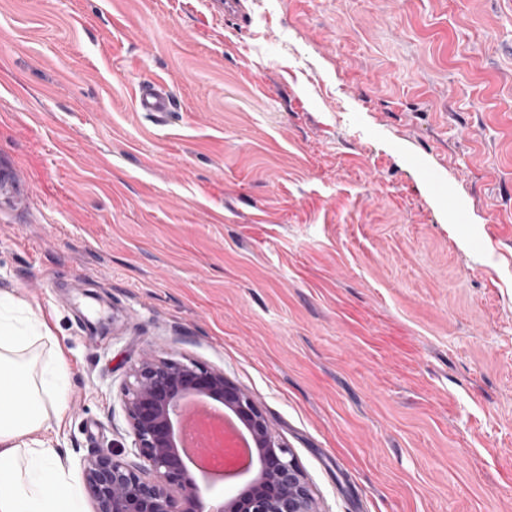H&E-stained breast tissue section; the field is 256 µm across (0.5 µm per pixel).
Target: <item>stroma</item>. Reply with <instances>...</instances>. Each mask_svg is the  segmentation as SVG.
Here are the masks:
<instances>
[{
  "label": "stroma",
  "instance_id": "stroma-1",
  "mask_svg": "<svg viewBox=\"0 0 512 512\" xmlns=\"http://www.w3.org/2000/svg\"><path fill=\"white\" fill-rule=\"evenodd\" d=\"M217 2L0 0L40 439L130 448L150 348L245 389L319 512H512V0ZM136 107L139 112L163 114L173 111L174 99L165 86L157 83H146L140 86L138 90Z\"/></svg>",
  "mask_w": 512,
  "mask_h": 512
}]
</instances>
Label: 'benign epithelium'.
Instances as JSON below:
<instances>
[{
    "label": "benign epithelium",
    "mask_w": 512,
    "mask_h": 512,
    "mask_svg": "<svg viewBox=\"0 0 512 512\" xmlns=\"http://www.w3.org/2000/svg\"><path fill=\"white\" fill-rule=\"evenodd\" d=\"M214 401L229 410L256 444L255 456L234 473L249 479L234 495L213 499L198 482L183 448L185 402ZM129 462L108 449L81 461L93 512H316L293 455L273 435L252 397L224 372L147 351L123 387Z\"/></svg>",
    "instance_id": "1"
}]
</instances>
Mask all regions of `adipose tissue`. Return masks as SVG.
<instances>
[{
	"instance_id": "ef3b65f1",
	"label": "adipose tissue",
	"mask_w": 512,
	"mask_h": 512,
	"mask_svg": "<svg viewBox=\"0 0 512 512\" xmlns=\"http://www.w3.org/2000/svg\"><path fill=\"white\" fill-rule=\"evenodd\" d=\"M52 337L44 321L17 316L0 297V512H83L77 481L37 437L48 413L64 407L53 381L64 370L61 356L40 369L32 352Z\"/></svg>"
}]
</instances>
